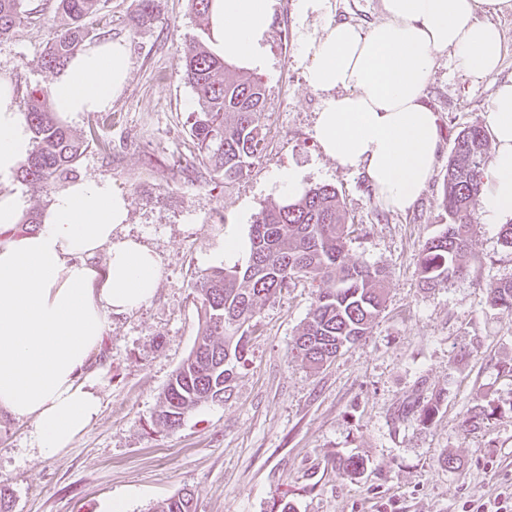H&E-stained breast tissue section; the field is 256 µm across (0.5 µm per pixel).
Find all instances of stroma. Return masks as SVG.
<instances>
[{"mask_svg": "<svg viewBox=\"0 0 512 512\" xmlns=\"http://www.w3.org/2000/svg\"><path fill=\"white\" fill-rule=\"evenodd\" d=\"M295 0H273L264 58L254 71L267 88L261 124L267 149L233 182L194 160L189 115L195 95L178 58L199 33L190 0H156L154 20L138 21L137 0H99L88 20L106 39L130 45L127 83L104 112H79L65 122L92 140L75 177H107L128 201L119 235L139 239L161 264L153 300L113 317L96 356L105 368L97 391L102 409L58 455L42 459L32 425L0 414V482L14 493V512H124L149 508L182 488L196 512H463L512 489V315L488 295L512 277V248L499 227L475 214L468 272L444 288H421V244L441 230L442 174L456 134L485 125L499 85L512 80V11L494 15L503 59L494 74L473 82L451 52L440 53L423 104L437 116L440 154L432 179L407 211L380 203L361 172L327 157L315 139L323 93L306 70V44L328 20L366 30L383 18L382 0H331L330 14L299 19ZM27 19L0 39V80L18 102L55 73L41 66L64 17L55 0H24ZM294 170L306 185L338 190L351 225L349 259L386 267V308L371 334L313 371L290 355L314 288L299 281L259 311L238 365L232 392L169 430L155 421L157 401L191 350L199 301L192 283L223 266L224 228L249 229L279 202L275 177ZM478 339L464 360L459 348ZM442 393L428 425L402 412L415 398ZM497 414L487 429L465 431L476 398ZM459 462L448 469L445 456ZM358 457L357 476L338 474L336 461Z\"/></svg>", "mask_w": 512, "mask_h": 512, "instance_id": "1", "label": "stroma"}]
</instances>
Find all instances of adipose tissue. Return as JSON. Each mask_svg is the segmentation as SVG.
Segmentation results:
<instances>
[{
    "instance_id": "adipose-tissue-1",
    "label": "adipose tissue",
    "mask_w": 512,
    "mask_h": 512,
    "mask_svg": "<svg viewBox=\"0 0 512 512\" xmlns=\"http://www.w3.org/2000/svg\"><path fill=\"white\" fill-rule=\"evenodd\" d=\"M384 18L368 30L328 23L310 42L308 83L326 98L316 139L345 169L364 171L379 202L412 207L431 180L440 137L421 98L438 53L453 50L473 79L496 70L500 30L488 16L512 0H382ZM272 0H213V50L259 64ZM130 48L89 46L54 80L56 112L102 111L124 88ZM486 123L493 140L481 205L489 223L512 218V83L499 87ZM32 134L8 84L0 82V413L33 424L41 457L69 448L97 418L101 376L93 359L112 315L150 301L158 256L118 235L128 220L124 193L105 177L54 192L35 226L22 225L27 196L14 184ZM105 253L103 266L93 262Z\"/></svg>"
}]
</instances>
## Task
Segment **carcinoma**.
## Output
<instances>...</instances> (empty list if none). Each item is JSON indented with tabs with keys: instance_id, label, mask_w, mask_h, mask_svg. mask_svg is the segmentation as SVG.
<instances>
[{
	"instance_id": "obj_1",
	"label": "carcinoma",
	"mask_w": 512,
	"mask_h": 512,
	"mask_svg": "<svg viewBox=\"0 0 512 512\" xmlns=\"http://www.w3.org/2000/svg\"><path fill=\"white\" fill-rule=\"evenodd\" d=\"M68 19L48 43L43 66L61 71L85 42L97 38L86 24L98 0H56ZM27 19L22 0H0V38ZM195 45L179 57L184 80L192 88L196 109L190 134L195 159L207 170L232 182L243 175L265 149L261 116L266 104L263 81L246 75L207 47L210 26L200 28ZM25 121L33 149L21 166L24 182L53 187L68 178L86 149V139L72 132L54 112L50 93H29ZM485 129L472 125L454 138L442 181V205L448 224L421 246L417 274L423 287L447 285L466 271L476 212L491 155ZM349 224L335 187L316 184L298 198L262 210L250 225L249 257L200 274L193 288L201 318L194 346L176 368L157 406V421L175 429L203 404L224 400L235 369L246 358V338L260 307L294 280L317 286L315 301L300 325L292 354L317 370L339 351L368 336L385 309L388 274L381 266L358 265L346 253ZM490 306L512 314V278L500 281ZM441 397L417 405V420L426 424L438 413ZM495 409L482 399L468 410L463 427L486 428ZM150 512H195L194 493L182 488Z\"/></svg>"
}]
</instances>
